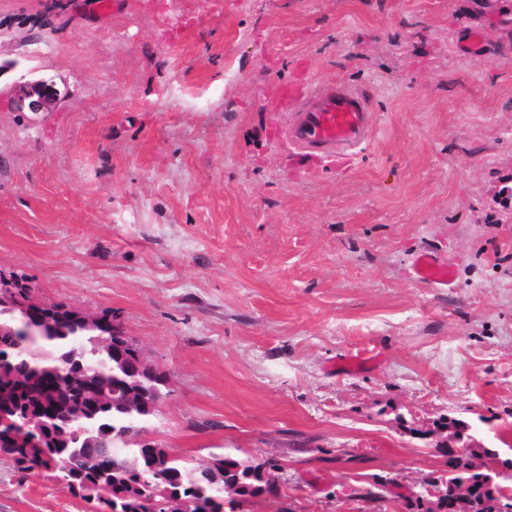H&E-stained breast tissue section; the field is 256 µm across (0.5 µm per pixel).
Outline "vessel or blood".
Segmentation results:
<instances>
[{
	"instance_id": "vessel-or-blood-1",
	"label": "vessel or blood",
	"mask_w": 512,
	"mask_h": 512,
	"mask_svg": "<svg viewBox=\"0 0 512 512\" xmlns=\"http://www.w3.org/2000/svg\"><path fill=\"white\" fill-rule=\"evenodd\" d=\"M282 111L288 112V142L302 155L334 164H345L368 139L376 115L364 92L332 84L311 92L304 87L281 83L274 87ZM417 280L437 285L450 284L451 263L430 253L417 256Z\"/></svg>"
}]
</instances>
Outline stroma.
Listing matches in <instances>:
<instances>
[{
  "label": "stroma",
  "mask_w": 512,
  "mask_h": 512,
  "mask_svg": "<svg viewBox=\"0 0 512 512\" xmlns=\"http://www.w3.org/2000/svg\"><path fill=\"white\" fill-rule=\"evenodd\" d=\"M93 2L0 0V272L112 310L168 380L144 439L270 468L235 512H423L448 446L512 458V0ZM280 81L366 92L351 162L280 144ZM88 510L0 456V512ZM416 279L429 284L449 285L454 277V266L440 261L428 252L421 253L413 265Z\"/></svg>",
  "instance_id": "1"
}]
</instances>
